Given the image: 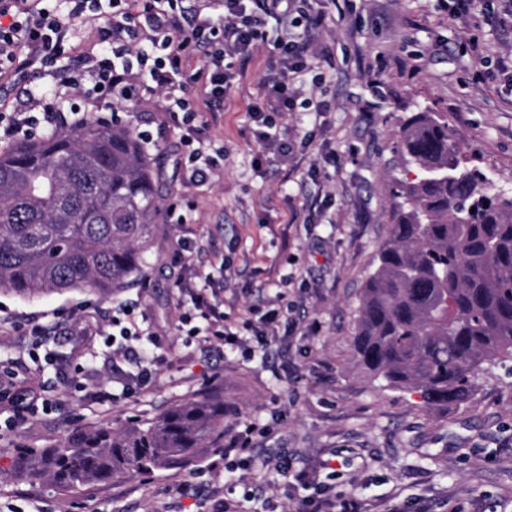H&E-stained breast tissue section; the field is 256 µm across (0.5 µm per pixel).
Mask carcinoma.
<instances>
[{
	"mask_svg": "<svg viewBox=\"0 0 512 512\" xmlns=\"http://www.w3.org/2000/svg\"><path fill=\"white\" fill-rule=\"evenodd\" d=\"M401 153L420 178L393 179L390 238L353 347L371 377L446 409L472 396L483 364L512 358V190L470 164L446 112L412 113ZM161 194L153 158L123 124L87 119L0 151V292L121 291L153 248ZM223 445L224 401L201 395L142 426L16 452L22 476L70 492Z\"/></svg>",
	"mask_w": 512,
	"mask_h": 512,
	"instance_id": "obj_1",
	"label": "carcinoma"
}]
</instances>
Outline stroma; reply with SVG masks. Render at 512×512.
<instances>
[{
  "label": "stroma",
  "mask_w": 512,
  "mask_h": 512,
  "mask_svg": "<svg viewBox=\"0 0 512 512\" xmlns=\"http://www.w3.org/2000/svg\"><path fill=\"white\" fill-rule=\"evenodd\" d=\"M305 8L324 14L320 46L332 61L314 62L321 80L313 96L328 110L290 113L278 127L290 147L287 160L257 159L246 114L263 95L275 31L205 130L224 147V176L212 188L182 192L178 133L162 125V97L145 95L134 107L156 140L154 169L169 198L193 205L213 243L194 263L212 272L225 314L261 317L284 291L290 325L251 357L173 335L180 272L167 257L182 235L173 214L157 227L142 279L110 299L85 291L0 293L2 364L28 361L32 320L73 312L87 330L48 343L60 365L45 367L36 382L54 387L59 409L37 413L0 443V512H205L212 495L239 498L223 476L198 475L206 448L147 479L123 476L72 492L18 475L17 446H55L98 426L126 429L203 391L223 398L225 432L242 420L256 424L253 475L285 452L298 470L331 461L337 490L367 500L375 512H386L395 495L409 503L451 498L464 512H512V360L484 364L474 395L442 411L417 393L381 388L353 351L362 289L389 238L392 180L411 182L418 173L397 153L405 118L427 107L447 113L452 140L489 178L512 187V68L496 69L512 57V0H488L486 10L462 18L449 17L442 0H307ZM473 38L474 52L467 48ZM92 46L78 43L59 78L32 72L24 82L0 83V105L77 76ZM329 152L335 165H319ZM309 198L316 206L303 209ZM120 303L137 305L157 330L171 333L169 366L149 391L91 407L75 367L97 368L100 380L111 382L102 334ZM61 369L72 384H59Z\"/></svg>",
  "instance_id": "obj_1"
}]
</instances>
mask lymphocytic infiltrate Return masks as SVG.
I'll use <instances>...</instances> for the list:
<instances>
[{
  "instance_id": "1",
  "label": "lymphocytic infiltrate",
  "mask_w": 512,
  "mask_h": 512,
  "mask_svg": "<svg viewBox=\"0 0 512 512\" xmlns=\"http://www.w3.org/2000/svg\"><path fill=\"white\" fill-rule=\"evenodd\" d=\"M67 13L38 6L35 0H0V78L23 80L30 69L49 73L59 69L71 50L75 36L73 19L84 13L109 15L99 28L98 53L84 57L82 80H70L65 89L29 97L13 110H0V145L34 140L66 125L83 122L85 102L106 107L119 118L125 104L139 100L144 92H160L167 99L166 117L179 132L184 149L183 179L206 182L214 169V145L202 135L201 113L223 102L235 79L244 77L253 52L266 35L268 23H276L277 37L265 80L264 95L249 109L255 124L254 140L260 154L287 156L288 146L275 131L277 119L302 108L323 111V104L305 97L307 76L312 69L309 52L319 33L323 14L298 13L296 0H194L190 7L179 0H66ZM202 59L190 69L193 59ZM210 275L196 270L194 277L177 283V305L182 312L176 330L190 339L241 347L252 335L275 333L285 313L272 310L263 328H255L250 316L229 322L224 301L209 286ZM112 324L120 339L113 342L112 360L136 364L137 373L115 371L112 386L88 380L83 388L87 402L107 406L115 400L114 385L122 394L134 396L149 385L164 360L159 350L161 335L138 322L133 308H115ZM8 416L0 424V440L28 424L37 411H52L57 399L33 392L25 374L10 368L0 370V404ZM253 423H244L213 449L208 468L222 474L243 490L242 497H256V486L245 471L252 468ZM271 484L295 483L306 489L294 512H368L353 494H338L318 481L315 472L294 470L291 459L281 455L267 470Z\"/></svg>"
}]
</instances>
